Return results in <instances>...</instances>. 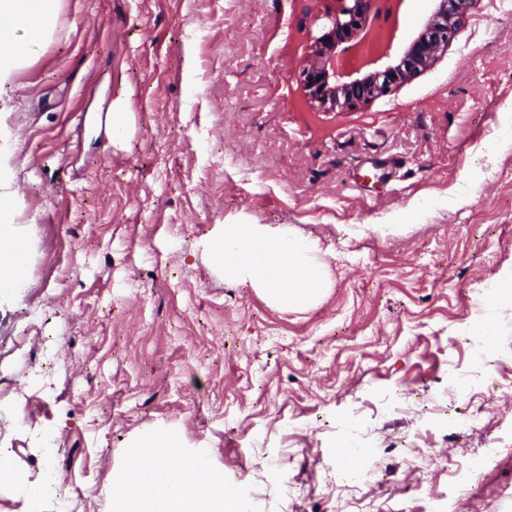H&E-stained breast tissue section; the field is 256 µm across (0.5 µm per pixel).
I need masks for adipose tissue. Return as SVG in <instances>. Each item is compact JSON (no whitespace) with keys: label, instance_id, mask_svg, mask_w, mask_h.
<instances>
[{"label":"adipose tissue","instance_id":"ef3b65f1","mask_svg":"<svg viewBox=\"0 0 512 512\" xmlns=\"http://www.w3.org/2000/svg\"><path fill=\"white\" fill-rule=\"evenodd\" d=\"M60 7L61 0H0V90L12 87L16 74L54 41ZM17 205L16 193L0 179V270L12 285L24 273L18 255L25 236L10 225ZM207 251L226 279L250 283L269 304L287 311L315 307L332 285L319 241L294 227L230 222ZM104 495L107 512H223L224 480L202 459L182 455L175 443L147 436L124 478Z\"/></svg>","mask_w":512,"mask_h":512}]
</instances>
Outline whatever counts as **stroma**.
<instances>
[{"label": "stroma", "mask_w": 512, "mask_h": 512, "mask_svg": "<svg viewBox=\"0 0 512 512\" xmlns=\"http://www.w3.org/2000/svg\"><path fill=\"white\" fill-rule=\"evenodd\" d=\"M322 7L62 0L0 114L27 251L23 287L0 288V512H57L36 484L52 470L76 512H105L148 434L255 489L253 512H447L448 495L512 512V299L489 289L512 267V0H477L430 69L355 112L313 107L299 82ZM118 97L121 143L95 109ZM231 220L319 239L322 303L284 311L225 280L203 245ZM27 307L54 339L35 407L10 346ZM375 397L409 409L352 434ZM475 410L481 427L449 428ZM343 443L367 485L333 483ZM474 457L480 479L454 486ZM107 112L112 113V119H118V125L112 130L113 140L125 141L128 137L132 114L129 112L127 101L121 98L113 100Z\"/></svg>", "instance_id": "35a3bbf8"}]
</instances>
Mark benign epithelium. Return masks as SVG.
Listing matches in <instances>:
<instances>
[{"mask_svg":"<svg viewBox=\"0 0 512 512\" xmlns=\"http://www.w3.org/2000/svg\"><path fill=\"white\" fill-rule=\"evenodd\" d=\"M321 35L310 43L300 81L307 99L328 111H356L429 69L458 35L476 0H435L419 32L404 43L399 24L377 25L404 0H326Z\"/></svg>","mask_w":512,"mask_h":512,"instance_id":"7a95c632","label":"benign epithelium"}]
</instances>
